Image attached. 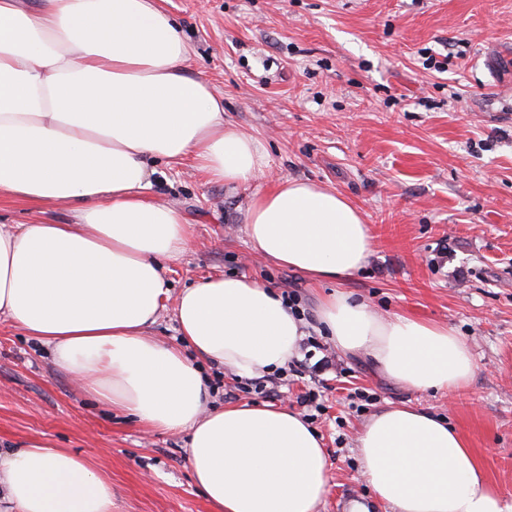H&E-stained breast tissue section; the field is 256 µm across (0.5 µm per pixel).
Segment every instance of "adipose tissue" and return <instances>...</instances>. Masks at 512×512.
<instances>
[{
    "mask_svg": "<svg viewBox=\"0 0 512 512\" xmlns=\"http://www.w3.org/2000/svg\"><path fill=\"white\" fill-rule=\"evenodd\" d=\"M192 48L157 0H0V200L66 204L67 224H0V316L50 347L55 365L151 432L189 434L187 460L213 512H319L329 491L321 437L272 404L208 406L197 362L247 379L287 368L306 322L245 275L171 296L168 263L190 247L180 208L146 196L155 159L236 188L270 165L224 124L220 96L187 76ZM255 257L304 274L337 352L370 357L415 391L455 393L476 366L445 324L382 314L341 291L374 241L336 190L288 179L254 195ZM183 346L152 329L166 301ZM361 475L391 512H512L472 448L423 408L386 403L356 437ZM14 512H118L111 480L68 450L31 442L0 460Z\"/></svg>",
    "mask_w": 512,
    "mask_h": 512,
    "instance_id": "obj_1",
    "label": "adipose tissue"
}]
</instances>
